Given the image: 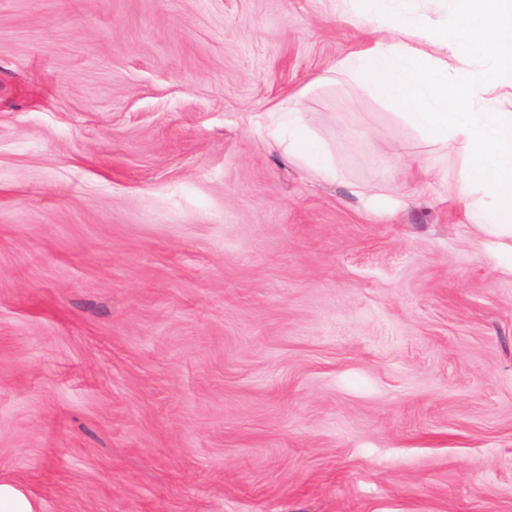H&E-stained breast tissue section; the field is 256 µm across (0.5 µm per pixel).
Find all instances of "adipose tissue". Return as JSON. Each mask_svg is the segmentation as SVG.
Returning a JSON list of instances; mask_svg holds the SVG:
<instances>
[{"label": "adipose tissue", "mask_w": 512, "mask_h": 512, "mask_svg": "<svg viewBox=\"0 0 512 512\" xmlns=\"http://www.w3.org/2000/svg\"><path fill=\"white\" fill-rule=\"evenodd\" d=\"M356 14L355 0H340L344 15L361 26L389 28L390 37L350 52L337 65L346 80L399 110L422 138L439 152L456 143L469 151L462 181L447 183L449 193L470 198L469 223L512 238V0H454L455 28L411 10V0H367ZM479 56L485 65L476 77H449L447 63L430 47ZM471 99L469 111L458 109ZM288 151L318 175L336 174L300 113L288 115ZM485 191L492 202L472 201Z\"/></svg>", "instance_id": "adipose-tissue-1"}]
</instances>
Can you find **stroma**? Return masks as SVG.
Masks as SVG:
<instances>
[{
	"label": "stroma",
	"instance_id": "1",
	"mask_svg": "<svg viewBox=\"0 0 512 512\" xmlns=\"http://www.w3.org/2000/svg\"><path fill=\"white\" fill-rule=\"evenodd\" d=\"M374 39L336 0H0V484L34 512H512V252L443 189L463 147L318 84ZM288 151L318 175L335 177V167L330 158L320 151L313 132L300 112L288 113Z\"/></svg>",
	"mask_w": 512,
	"mask_h": 512
}]
</instances>
